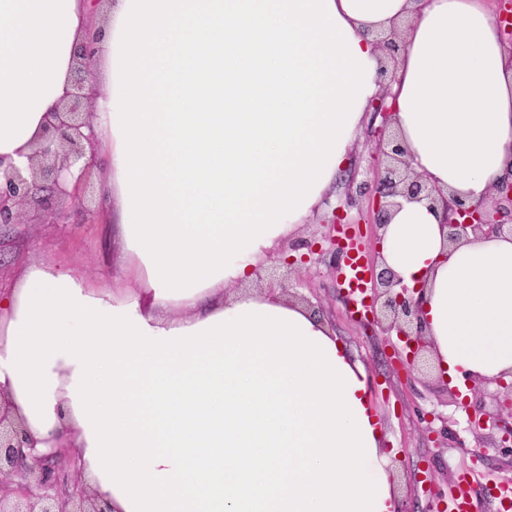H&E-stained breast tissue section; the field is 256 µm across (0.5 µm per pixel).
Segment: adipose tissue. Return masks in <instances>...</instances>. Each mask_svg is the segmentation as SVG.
Instances as JSON below:
<instances>
[{
    "label": "adipose tissue",
    "instance_id": "1",
    "mask_svg": "<svg viewBox=\"0 0 512 512\" xmlns=\"http://www.w3.org/2000/svg\"><path fill=\"white\" fill-rule=\"evenodd\" d=\"M89 122L124 296L54 263L0 291V388L112 512H396L368 376L278 291L226 295L322 206L386 93L413 172L487 201L512 171V58L486 0H107ZM86 0H0V163L63 97ZM399 29L389 86L378 33ZM403 203L382 260L425 286L436 363L512 375V236L444 253Z\"/></svg>",
    "mask_w": 512,
    "mask_h": 512
}]
</instances>
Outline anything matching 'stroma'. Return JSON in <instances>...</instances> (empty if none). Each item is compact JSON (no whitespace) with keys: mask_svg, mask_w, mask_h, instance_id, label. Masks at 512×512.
<instances>
[{"mask_svg":"<svg viewBox=\"0 0 512 512\" xmlns=\"http://www.w3.org/2000/svg\"><path fill=\"white\" fill-rule=\"evenodd\" d=\"M376 123L367 120L353 151L352 166L342 171L333 187L329 207L300 225L294 241L318 242L322 252L298 267L283 259L287 244L270 252L258 278L233 286V293L261 294L278 290L287 302L302 300L319 314L335 336L364 367L370 380V401L383 433V445L398 451L392 467L393 491L401 512H428L436 504L434 489H446L449 479L470 469L477 473L474 512H498L496 484L512 478V447L498 445V430L475 429L464 409L446 403L434 383L403 366L398 354L379 332L365 329L350 312L351 305L335 277L334 256L325 243L333 234V216L344 218L355 229L354 238L367 261L377 258L378 231L369 211L376 167L371 159ZM107 219L74 207L60 209L50 223L40 224L35 214L26 223L0 227V239L24 244L22 255L0 254V285L16 283L26 261L73 262L92 275L117 267L119 257L106 232ZM448 428L461 444L446 443L440 434Z\"/></svg>","mask_w":512,"mask_h":512,"instance_id":"1","label":"stroma"}]
</instances>
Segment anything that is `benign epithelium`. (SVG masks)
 <instances>
[{
	"mask_svg": "<svg viewBox=\"0 0 512 512\" xmlns=\"http://www.w3.org/2000/svg\"><path fill=\"white\" fill-rule=\"evenodd\" d=\"M512 16V0L494 16L503 31L504 48L512 57V24L499 18ZM92 43L86 39L77 47L70 75V89L60 99L30 155L28 174L11 167L0 170V224H19L24 209L46 215L71 203L82 204L91 172L96 168L92 136L88 127L93 97L86 92L91 83ZM381 117L376 152L380 176L372 197L374 224L381 230L401 200L436 201V190L412 172L405 150L389 130L390 108L386 94L372 104ZM448 247L455 248L469 235H512V174L495 186L488 202L468 205L448 202ZM370 287L365 289L366 314L360 322L404 343L409 349L406 365L413 371L431 368L432 343L421 320L419 303L409 288L388 267L372 265ZM491 411L474 413L478 428L497 426L502 413L512 418V383H499ZM33 441L24 420L15 412L12 399L0 392V512H112L111 508L78 480L76 454L59 446L50 453L33 456L26 452Z\"/></svg>",
	"mask_w": 512,
	"mask_h": 512,
	"instance_id": "benign-epithelium-1",
	"label": "benign epithelium"
}]
</instances>
